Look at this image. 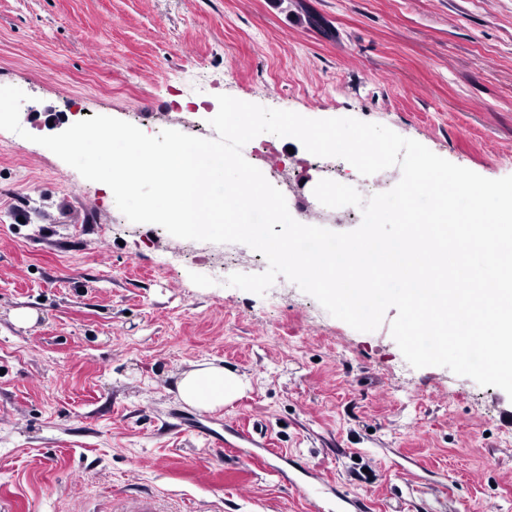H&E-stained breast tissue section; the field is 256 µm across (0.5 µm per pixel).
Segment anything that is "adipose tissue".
Here are the masks:
<instances>
[{
  "instance_id": "adipose-tissue-1",
  "label": "adipose tissue",
  "mask_w": 512,
  "mask_h": 512,
  "mask_svg": "<svg viewBox=\"0 0 512 512\" xmlns=\"http://www.w3.org/2000/svg\"><path fill=\"white\" fill-rule=\"evenodd\" d=\"M246 386L245 380L223 366L204 362L186 373L176 384L179 398L205 412H213L235 400Z\"/></svg>"
}]
</instances>
